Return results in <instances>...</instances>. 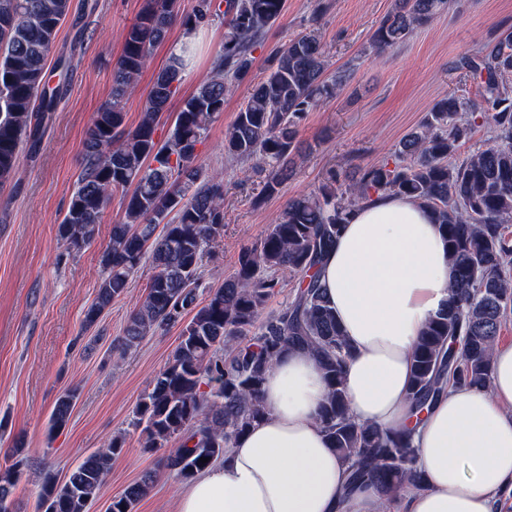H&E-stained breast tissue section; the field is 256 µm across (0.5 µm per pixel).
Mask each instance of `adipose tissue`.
I'll return each instance as SVG.
<instances>
[{
  "label": "adipose tissue",
  "instance_id": "adipose-tissue-1",
  "mask_svg": "<svg viewBox=\"0 0 512 512\" xmlns=\"http://www.w3.org/2000/svg\"><path fill=\"white\" fill-rule=\"evenodd\" d=\"M351 353L350 416L381 429L414 424L423 486L400 512H500L512 494V345L495 346L489 388H448L408 418L413 353L452 299L447 245L430 211L379 194L356 207L319 270ZM327 385L306 350L274 362L263 386L265 417L178 495V512H387L371 490L346 494L348 466L319 413Z\"/></svg>",
  "mask_w": 512,
  "mask_h": 512
}]
</instances>
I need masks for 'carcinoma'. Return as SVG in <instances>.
I'll list each match as a JSON object with an SVG mask.
<instances>
[{"mask_svg": "<svg viewBox=\"0 0 512 512\" xmlns=\"http://www.w3.org/2000/svg\"><path fill=\"white\" fill-rule=\"evenodd\" d=\"M71 0H0V189L16 174L25 143L41 139L39 113L53 109L56 93L44 91L45 66ZM449 0H394L371 37L382 53L430 24ZM284 0H143L122 36L112 68L108 101L96 112L83 144L84 169L58 236L73 251L88 245L112 195L123 196L124 218L112 225L101 254L104 277L83 326H95L112 302L124 298L143 259L154 274L112 350L123 354L157 328L192 313L167 364L141 398L133 425L144 447L164 449L158 468L144 472L110 512H133L168 473L190 481L263 418V382L279 354L308 350L321 368L327 395L320 422L330 445L349 464L348 492L373 487L387 501L422 485L412 429L381 430L347 413L344 368L349 354L341 328L319 285L317 272L352 210L379 193L411 197L433 214L448 243L451 305L425 326L416 344L409 412L437 401L449 385L490 387L491 355L512 313V37L489 43L459 68L478 80L476 98L439 97L422 122L399 143L393 163L357 165L350 175L328 173L313 193L294 196L265 235L243 247L233 275L197 302L206 246L224 233V184L197 165V145L224 112L226 97L254 64V51L282 13ZM195 28L224 20V42L212 75L183 100L169 136L157 128L181 81L184 60L170 54L157 74L138 125L125 124L123 101L136 89L153 49L173 21ZM263 78L224 131V153L269 170L267 197L279 193L301 157L298 127L307 112L350 85L349 68L328 73L318 32L310 30L271 51ZM494 133L490 144L462 159L461 143L477 121ZM299 279L293 298L262 315L282 280ZM77 390L55 402L52 431L68 423ZM179 440L175 448L169 442ZM122 434L88 455L64 483L48 474L41 488L45 512H87L124 448ZM0 468V501L10 499L22 449ZM209 458L206 463L202 458Z\"/></svg>", "mask_w": 512, "mask_h": 512, "instance_id": "cac0c4a2", "label": "carcinoma"}]
</instances>
